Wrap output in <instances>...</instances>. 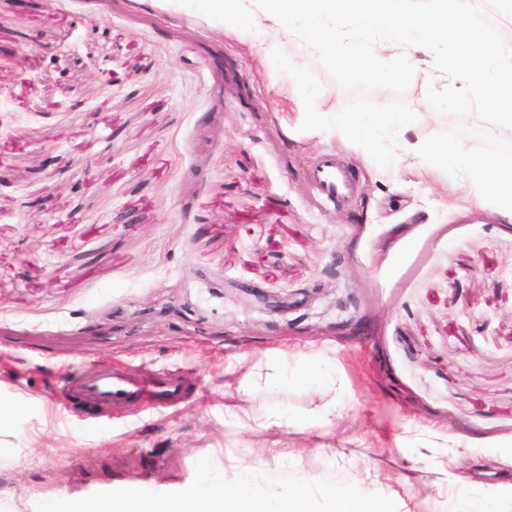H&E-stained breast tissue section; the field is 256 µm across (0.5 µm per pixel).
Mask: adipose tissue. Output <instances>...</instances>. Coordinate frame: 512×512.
<instances>
[{
  "instance_id": "1",
  "label": "adipose tissue",
  "mask_w": 512,
  "mask_h": 512,
  "mask_svg": "<svg viewBox=\"0 0 512 512\" xmlns=\"http://www.w3.org/2000/svg\"><path fill=\"white\" fill-rule=\"evenodd\" d=\"M470 175L477 190L492 195L500 213L512 219V167L475 164ZM316 497L329 512H388L384 501L362 497L332 481L321 483L314 492L301 484L288 485L272 502L264 488L252 485L246 477L236 482L207 481L186 489L174 501L147 499L133 485L121 500L95 503L91 512H312Z\"/></svg>"
}]
</instances>
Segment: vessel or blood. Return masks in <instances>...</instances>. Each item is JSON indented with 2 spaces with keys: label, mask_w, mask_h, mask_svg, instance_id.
Here are the masks:
<instances>
[{
  "label": "vessel or blood",
  "mask_w": 512,
  "mask_h": 512,
  "mask_svg": "<svg viewBox=\"0 0 512 512\" xmlns=\"http://www.w3.org/2000/svg\"><path fill=\"white\" fill-rule=\"evenodd\" d=\"M311 179L330 202L351 197L357 188L355 178L336 155H323L311 171ZM190 396L184 376L177 371H145L135 377L117 365H95L72 382L66 390L70 407L87 418L102 412H124L135 407L175 408Z\"/></svg>",
  "instance_id": "obj_1"
}]
</instances>
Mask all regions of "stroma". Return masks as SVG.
I'll return each instance as SVG.
<instances>
[{
  "label": "stroma",
  "instance_id": "35a3bbf8",
  "mask_svg": "<svg viewBox=\"0 0 512 512\" xmlns=\"http://www.w3.org/2000/svg\"><path fill=\"white\" fill-rule=\"evenodd\" d=\"M276 48L319 79L320 115L355 99L298 39L145 0H0V505L51 512L130 484L174 499L251 464L389 512H512V222L466 162L422 153L462 140L512 166V129L434 110L428 84L450 80L426 55L405 92L368 93L417 117L380 167L340 131L302 130ZM327 153L358 178L333 205L310 179ZM269 356L283 371L254 393ZM112 362L180 370L191 397L67 411L66 386ZM271 415L286 433L260 429Z\"/></svg>",
  "mask_w": 512,
  "mask_h": 512
}]
</instances>
